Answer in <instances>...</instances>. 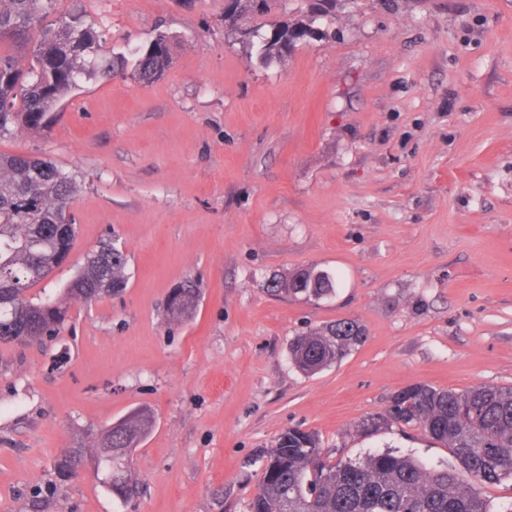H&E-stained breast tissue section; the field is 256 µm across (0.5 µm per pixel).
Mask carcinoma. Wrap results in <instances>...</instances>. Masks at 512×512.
Segmentation results:
<instances>
[{
  "instance_id": "obj_1",
  "label": "carcinoma",
  "mask_w": 512,
  "mask_h": 512,
  "mask_svg": "<svg viewBox=\"0 0 512 512\" xmlns=\"http://www.w3.org/2000/svg\"><path fill=\"white\" fill-rule=\"evenodd\" d=\"M268 12L277 0H225L224 20L236 22L256 11ZM59 0H0V139L22 132L44 133L56 109L83 81L124 75L150 83L170 66L169 39L159 33L133 59H101L102 33L79 12H60ZM56 20L43 24L44 17ZM320 13L283 22L262 37V63L282 60L314 32ZM79 183L56 163L25 154L0 153V344L19 336L55 333L73 302L89 303L126 288L130 273L125 253L104 243L86 254L77 273L55 297L34 300L29 290L65 263L76 224L71 213ZM309 269L268 282L273 292L317 301L336 293L338 278L326 273L322 286L301 287ZM180 315L189 318L196 289L179 294ZM365 329L337 320L294 337L290 359L313 375L350 354L364 342ZM418 426L433 441L449 448L454 462L425 464L409 454L382 451L356 460H323L318 434L289 428L268 452L250 512H491L480 486L512 480V386L478 385L465 391L408 385L389 399L384 413L371 419ZM143 431L128 426L106 428L93 446L68 448L56 459L59 475L73 477L88 465L112 463L108 489L127 501L137 493L132 452Z\"/></svg>"
}]
</instances>
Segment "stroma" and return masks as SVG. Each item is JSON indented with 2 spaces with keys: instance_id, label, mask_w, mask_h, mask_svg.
I'll use <instances>...</instances> for the list:
<instances>
[{
  "instance_id": "1",
  "label": "stroma",
  "mask_w": 512,
  "mask_h": 512,
  "mask_svg": "<svg viewBox=\"0 0 512 512\" xmlns=\"http://www.w3.org/2000/svg\"><path fill=\"white\" fill-rule=\"evenodd\" d=\"M105 34V56L157 31L171 65L150 84L85 83L44 134L0 153L79 176L69 261L54 296L114 239L124 292L74 303L41 345L0 344V512H248L286 429L330 462L392 449L451 461L412 426L383 423L415 383L512 385V0H336L288 58L259 63L224 0H60ZM339 273L335 295L264 282ZM200 299L174 322L184 280ZM345 319L366 341L315 375L291 340ZM152 409L133 454L137 499L62 451Z\"/></svg>"
}]
</instances>
